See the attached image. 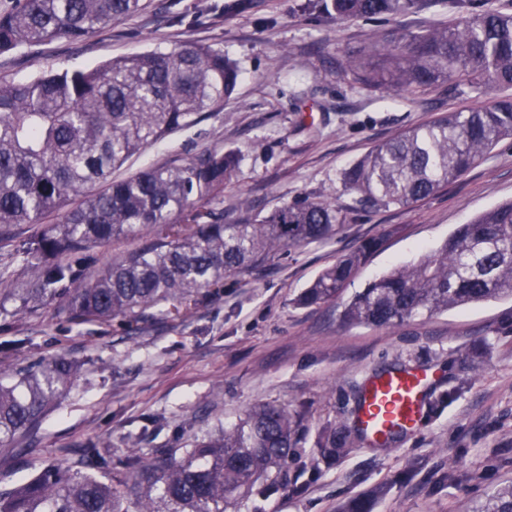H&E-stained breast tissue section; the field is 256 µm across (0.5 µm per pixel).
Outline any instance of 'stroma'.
I'll return each instance as SVG.
<instances>
[{"label":"stroma","instance_id":"1","mask_svg":"<svg viewBox=\"0 0 512 512\" xmlns=\"http://www.w3.org/2000/svg\"><path fill=\"white\" fill-rule=\"evenodd\" d=\"M135 18L80 41L58 38L0 54V79L28 81L95 66L156 47L208 45L233 60L240 80L216 113L134 157L129 172L181 165L204 149L236 150L237 177L212 206L225 222L240 202L264 215L301 198L336 204L343 232L270 254L225 277L196 304L161 305L140 321L73 322L51 302L21 307L9 284L28 280L23 262L0 282V344L20 341L19 359L63 357L77 379L39 425L0 453V489L29 480L87 442L127 449L180 448L193 435L231 426L258 404L288 408L299 424L300 457L268 494L227 512H476L512 483V300H489L416 318L395 328L348 325L341 311L369 281L417 262L454 229L512 200V138L500 141L456 181L410 206L360 208L341 173L373 145L441 114L481 106L485 95L447 85L391 96L346 73L348 59L383 36L423 33L512 0H418L403 15L339 19L323 0H145ZM376 237L380 244L340 295L310 307L298 295L325 268ZM397 367L428 373L423 426L390 446L357 431L364 385ZM345 441L327 457L328 431Z\"/></svg>","mask_w":512,"mask_h":512}]
</instances>
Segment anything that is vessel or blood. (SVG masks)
<instances>
[{
	"instance_id": "obj_1",
	"label": "vessel or blood",
	"mask_w": 512,
	"mask_h": 512,
	"mask_svg": "<svg viewBox=\"0 0 512 512\" xmlns=\"http://www.w3.org/2000/svg\"><path fill=\"white\" fill-rule=\"evenodd\" d=\"M427 373L407 369L388 372L371 380L365 389L357 419L373 439L398 432L412 434L423 423Z\"/></svg>"
}]
</instances>
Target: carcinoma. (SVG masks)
I'll return each instance as SVG.
<instances>
[{
	"mask_svg": "<svg viewBox=\"0 0 512 512\" xmlns=\"http://www.w3.org/2000/svg\"><path fill=\"white\" fill-rule=\"evenodd\" d=\"M0 11V53L66 37L81 40L138 15L143 0H15ZM417 0H330L337 17L404 14ZM347 69L392 94L446 83L485 93L484 106L449 112L376 144L341 174L360 207L407 206L458 179L504 138L512 137V13L485 11L425 34L374 41ZM224 51L181 45L64 69L24 83L0 80V244L10 227L29 224L25 240L4 254L21 258L30 280L12 289L24 308L58 302L68 318H135L161 304L187 307L224 276L281 248L333 238L345 215L327 202L283 204L264 216L224 223L212 202L239 170L233 150L205 149L180 166L112 174L166 136L219 111L238 83ZM190 217L176 224L172 217ZM154 225L163 235L103 266L92 247L136 236ZM374 238L322 271L302 305L338 296ZM512 298V202L459 226L433 254L374 279L344 305L349 324L393 327L490 299ZM77 365L63 360L0 367V447L35 427L71 384ZM288 409L260 404L235 426L194 435L186 448H154L112 459L106 442L41 466L28 481L0 489V512H225L270 487L258 486L295 454ZM332 432L321 451L345 452ZM476 512H512V485Z\"/></svg>",
	"mask_w": 512,
	"mask_h": 512,
	"instance_id": "1",
	"label": "carcinoma"
}]
</instances>
